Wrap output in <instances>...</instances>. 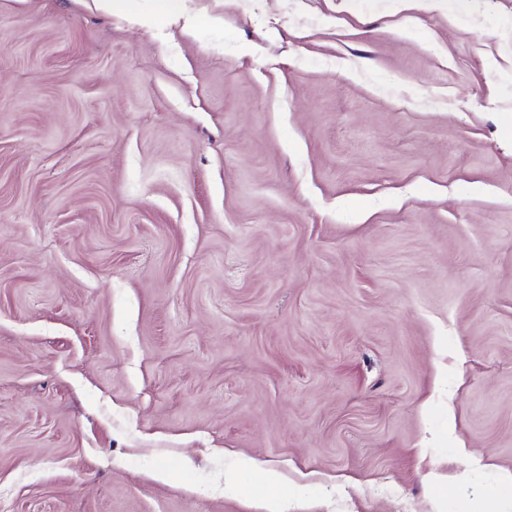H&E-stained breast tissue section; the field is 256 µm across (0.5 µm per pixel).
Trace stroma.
I'll list each match as a JSON object with an SVG mask.
<instances>
[{
  "mask_svg": "<svg viewBox=\"0 0 512 512\" xmlns=\"http://www.w3.org/2000/svg\"><path fill=\"white\" fill-rule=\"evenodd\" d=\"M183 7L0 0V512L487 498L512 0Z\"/></svg>",
  "mask_w": 512,
  "mask_h": 512,
  "instance_id": "35a3bbf8",
  "label": "stroma"
}]
</instances>
